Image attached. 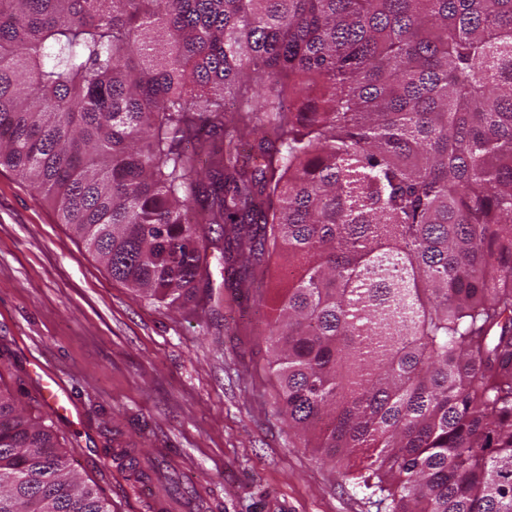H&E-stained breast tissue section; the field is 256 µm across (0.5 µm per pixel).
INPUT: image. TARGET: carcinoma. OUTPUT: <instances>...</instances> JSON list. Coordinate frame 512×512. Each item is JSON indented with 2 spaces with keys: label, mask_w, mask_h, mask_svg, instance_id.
Returning a JSON list of instances; mask_svg holds the SVG:
<instances>
[{
  "label": "carcinoma",
  "mask_w": 512,
  "mask_h": 512,
  "mask_svg": "<svg viewBox=\"0 0 512 512\" xmlns=\"http://www.w3.org/2000/svg\"><path fill=\"white\" fill-rule=\"evenodd\" d=\"M168 307L274 260L277 413L377 512H512V0H0V166ZM0 512H110L0 389Z\"/></svg>",
  "instance_id": "cac0c4a2"
}]
</instances>
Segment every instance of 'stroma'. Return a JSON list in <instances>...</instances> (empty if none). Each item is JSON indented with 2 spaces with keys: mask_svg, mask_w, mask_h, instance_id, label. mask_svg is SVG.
Masks as SVG:
<instances>
[{
  "mask_svg": "<svg viewBox=\"0 0 512 512\" xmlns=\"http://www.w3.org/2000/svg\"><path fill=\"white\" fill-rule=\"evenodd\" d=\"M222 248L208 250L206 305L158 306L113 281L54 207L0 166V386L50 417L31 369L60 376L80 418L51 417L59 446L111 512H151L116 448L145 469L166 458L155 494L179 477L211 512H377L277 415L269 310L223 286ZM169 498L170 512H197L199 499Z\"/></svg>",
  "mask_w": 512,
  "mask_h": 512,
  "instance_id": "35a3bbf8",
  "label": "stroma"
}]
</instances>
